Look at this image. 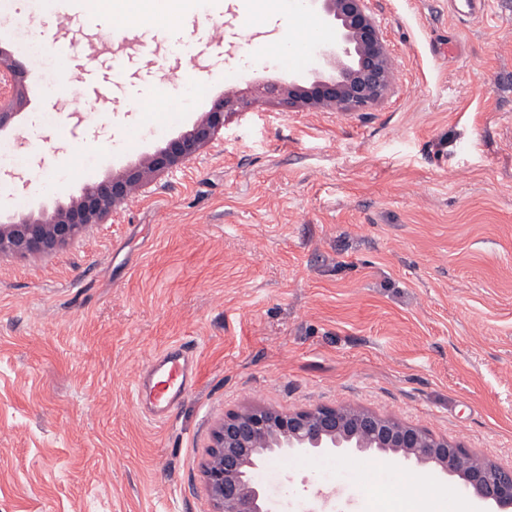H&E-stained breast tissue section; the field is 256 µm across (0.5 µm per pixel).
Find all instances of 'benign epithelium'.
<instances>
[{"label": "benign epithelium", "mask_w": 512, "mask_h": 512, "mask_svg": "<svg viewBox=\"0 0 512 512\" xmlns=\"http://www.w3.org/2000/svg\"><path fill=\"white\" fill-rule=\"evenodd\" d=\"M336 41L323 50L328 73L310 86L279 79L250 81L251 98L226 91L211 103L192 129L155 150L144 166L107 177L84 188L75 205L58 202L18 215H0V257H36L68 245L95 224H104L129 198L159 174L176 170L214 143L227 112L245 115L260 102H274L285 112L307 107L361 112L381 102L391 89L393 64L381 26L368 0H317ZM25 65L0 63V129L17 115L25 98ZM328 450L338 453L377 451L399 454L460 480L462 490L494 505L512 509V468L468 453L458 443L438 437L401 419L352 406H317L282 412L250 408L231 413L212 434L203 474L212 512H276L270 496L254 480L265 460L278 454Z\"/></svg>", "instance_id": "benign-epithelium-1"}]
</instances>
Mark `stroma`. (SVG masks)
Here are the masks:
<instances>
[{
  "mask_svg": "<svg viewBox=\"0 0 512 512\" xmlns=\"http://www.w3.org/2000/svg\"><path fill=\"white\" fill-rule=\"evenodd\" d=\"M394 62L365 112L229 114L219 140L115 220L40 259L0 258V512H210L211 434L245 407L354 405L512 465V0L463 19L448 0H370ZM136 32L163 30L157 59L86 114V88L54 56L0 131L21 179L0 210L28 212L141 163L208 109L178 51L201 17L224 50L196 49L238 87L277 77L239 58L266 12L182 0ZM163 86H156L159 71ZM178 109L159 111L163 101ZM190 343L197 382L165 421L132 403L156 351ZM452 491L398 455H280L255 474L287 512H371L384 484L416 512L414 483Z\"/></svg>",
  "mask_w": 512,
  "mask_h": 512,
  "instance_id": "obj_1",
  "label": "stroma"
}]
</instances>
